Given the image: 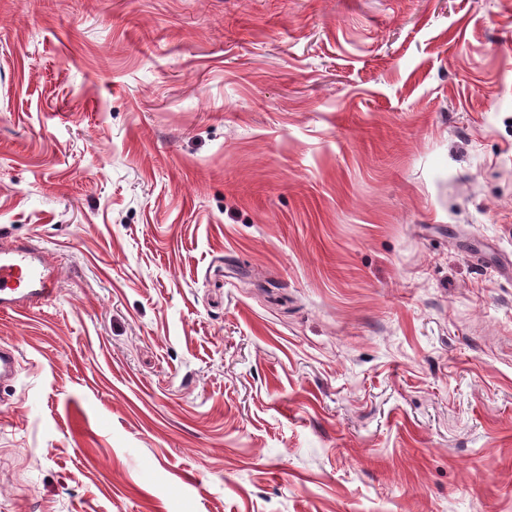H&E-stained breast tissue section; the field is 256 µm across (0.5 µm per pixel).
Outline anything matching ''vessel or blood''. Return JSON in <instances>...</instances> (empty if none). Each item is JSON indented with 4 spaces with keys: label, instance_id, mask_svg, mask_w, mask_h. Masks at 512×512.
<instances>
[{
    "label": "vessel or blood",
    "instance_id": "vessel-or-blood-1",
    "mask_svg": "<svg viewBox=\"0 0 512 512\" xmlns=\"http://www.w3.org/2000/svg\"><path fill=\"white\" fill-rule=\"evenodd\" d=\"M59 273L44 247L31 240L0 243V312H24L42 305L57 292ZM18 354L0 344V383L15 379Z\"/></svg>",
    "mask_w": 512,
    "mask_h": 512
}]
</instances>
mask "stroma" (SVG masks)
Instances as JSON below:
<instances>
[{"label":"stroma","instance_id":"1","mask_svg":"<svg viewBox=\"0 0 512 512\" xmlns=\"http://www.w3.org/2000/svg\"><path fill=\"white\" fill-rule=\"evenodd\" d=\"M0 512H512V0H0ZM59 273L47 250L33 240L0 243V312H24L57 292ZM18 372L17 349L12 344H0V383L15 379Z\"/></svg>","mask_w":512,"mask_h":512}]
</instances>
